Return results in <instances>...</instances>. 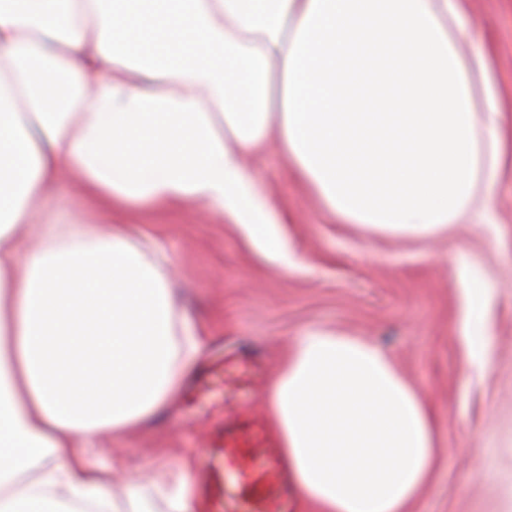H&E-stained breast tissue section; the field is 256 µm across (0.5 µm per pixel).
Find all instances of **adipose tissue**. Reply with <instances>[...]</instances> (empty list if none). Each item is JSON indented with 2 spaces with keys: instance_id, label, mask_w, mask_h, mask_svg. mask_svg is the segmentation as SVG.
I'll use <instances>...</instances> for the list:
<instances>
[{
  "instance_id": "1",
  "label": "adipose tissue",
  "mask_w": 512,
  "mask_h": 512,
  "mask_svg": "<svg viewBox=\"0 0 512 512\" xmlns=\"http://www.w3.org/2000/svg\"><path fill=\"white\" fill-rule=\"evenodd\" d=\"M465 12L466 0H0V512L196 510L189 458L145 488L122 458L90 453L162 413L209 343L173 299L172 258L113 225V206L201 205L292 267L244 164L274 138L326 211L364 233L487 223L477 184L512 150L488 54L457 48ZM74 178L102 221L35 223V203ZM458 271L467 365L483 371L484 284ZM267 402L314 512H407L439 451L430 403L362 336L302 329Z\"/></svg>"
}]
</instances>
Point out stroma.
<instances>
[{
    "mask_svg": "<svg viewBox=\"0 0 512 512\" xmlns=\"http://www.w3.org/2000/svg\"><path fill=\"white\" fill-rule=\"evenodd\" d=\"M461 49L484 51L499 91L504 139L512 144V0H469ZM266 196L282 222L296 265L253 246L243 229L191 204L132 205L112 221L135 237L158 240L176 261L180 306L208 332L204 364L239 350L268 370L291 349L298 332L322 326L381 344L402 376L433 405L441 448L430 478L408 512H512V165L492 189L488 224H459L429 241L376 235L332 217L295 175L277 146L251 155ZM41 224H96L97 207L71 182L55 186ZM465 256L485 280L490 366L470 376L461 323L465 286L456 259ZM223 420L199 422L194 405L174 396L165 418L104 439L105 455L121 456L131 477L173 475Z\"/></svg>",
    "mask_w": 512,
    "mask_h": 512,
    "instance_id": "stroma-1",
    "label": "stroma"
}]
</instances>
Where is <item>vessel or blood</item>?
I'll return each instance as SVG.
<instances>
[{"label": "vessel or blood", "instance_id": "1", "mask_svg": "<svg viewBox=\"0 0 512 512\" xmlns=\"http://www.w3.org/2000/svg\"><path fill=\"white\" fill-rule=\"evenodd\" d=\"M262 384L252 360H225L224 428L199 448L209 459L196 477L206 512H288L292 480L285 454L265 415L232 396Z\"/></svg>", "mask_w": 512, "mask_h": 512}]
</instances>
